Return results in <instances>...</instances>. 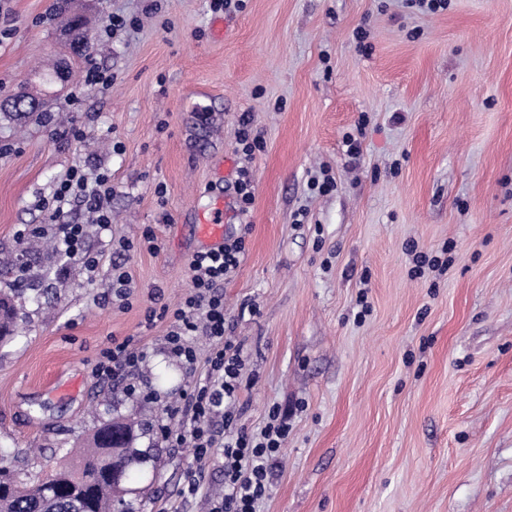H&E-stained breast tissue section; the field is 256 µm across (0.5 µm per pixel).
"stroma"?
I'll return each instance as SVG.
<instances>
[{
  "instance_id": "1",
  "label": "stroma",
  "mask_w": 512,
  "mask_h": 512,
  "mask_svg": "<svg viewBox=\"0 0 512 512\" xmlns=\"http://www.w3.org/2000/svg\"><path fill=\"white\" fill-rule=\"evenodd\" d=\"M64 4L87 21V55ZM115 14L130 27L108 32ZM92 63L111 83L72 106ZM59 65L71 77L44 86ZM23 89L52 118H0V253L28 249L51 276L37 299L28 275L0 277L23 304L22 335L0 345V448L17 473H50L123 415L142 427L134 512L223 496L221 455L187 496L192 451L158 431L189 381L162 312L189 292L199 227L220 207L225 234L245 238L224 281L244 361L236 424L256 436L275 411L288 426L257 512H512V0H0V100ZM245 114L264 141L250 158ZM73 167L111 178L110 228L78 198L48 219ZM61 223L85 225L95 268L61 266ZM22 224L41 232L18 243ZM446 246L448 265L415 272ZM116 266L132 277L125 303ZM129 337L144 367L97 376ZM235 134L237 143L243 146V154L247 157L264 148L263 139L260 134L254 133L253 119L248 115L240 119ZM235 189L238 211L242 215H245L252 207L255 200L253 178L248 167H240L238 178L235 182Z\"/></svg>"
}]
</instances>
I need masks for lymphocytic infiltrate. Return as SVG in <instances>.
Segmentation results:
<instances>
[{
  "instance_id": "1",
  "label": "lymphocytic infiltrate",
  "mask_w": 512,
  "mask_h": 512,
  "mask_svg": "<svg viewBox=\"0 0 512 512\" xmlns=\"http://www.w3.org/2000/svg\"><path fill=\"white\" fill-rule=\"evenodd\" d=\"M80 194L100 227L112 222L108 199L112 193L105 176L88 180L72 169L57 186L45 209L57 216L73 194ZM245 254L243 237L225 238L220 249L195 252L189 261L192 287L169 312L165 344L168 353L187 369L197 363L196 338L209 344L206 370L194 374L192 389L183 403L167 408L168 421L160 427L164 440L192 449L199 464H206L215 445L224 455V497L213 502L209 512H256L264 498L271 469L285 439L281 426L267 425L260 436L233 431L238 403L240 349L226 334L224 280ZM147 357L133 339L113 342L103 350L96 365L98 375L127 379Z\"/></svg>"
}]
</instances>
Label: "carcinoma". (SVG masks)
I'll use <instances>...</instances> for the list:
<instances>
[{
    "instance_id": "1",
    "label": "carcinoma",
    "mask_w": 512,
    "mask_h": 512,
    "mask_svg": "<svg viewBox=\"0 0 512 512\" xmlns=\"http://www.w3.org/2000/svg\"><path fill=\"white\" fill-rule=\"evenodd\" d=\"M27 252L0 261V273L23 272ZM18 309L14 298L0 295V344L19 335L16 319ZM137 424L113 418L101 423L80 449L70 458L72 471L83 472V480L73 483L62 477L54 483V491L44 493L42 477L27 480L14 472L10 461L0 453V512H114L119 499L112 485V456L125 463V472L132 475L141 464L136 448Z\"/></svg>"
}]
</instances>
